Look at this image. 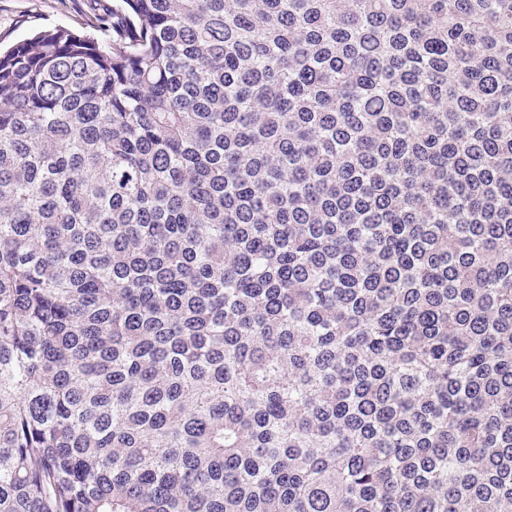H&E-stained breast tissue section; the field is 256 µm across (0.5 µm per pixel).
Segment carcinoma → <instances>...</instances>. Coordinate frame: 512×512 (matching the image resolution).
Segmentation results:
<instances>
[{"label": "carcinoma", "mask_w": 512, "mask_h": 512, "mask_svg": "<svg viewBox=\"0 0 512 512\" xmlns=\"http://www.w3.org/2000/svg\"><path fill=\"white\" fill-rule=\"evenodd\" d=\"M0 51V512H512V0H84Z\"/></svg>", "instance_id": "cac0c4a2"}]
</instances>
